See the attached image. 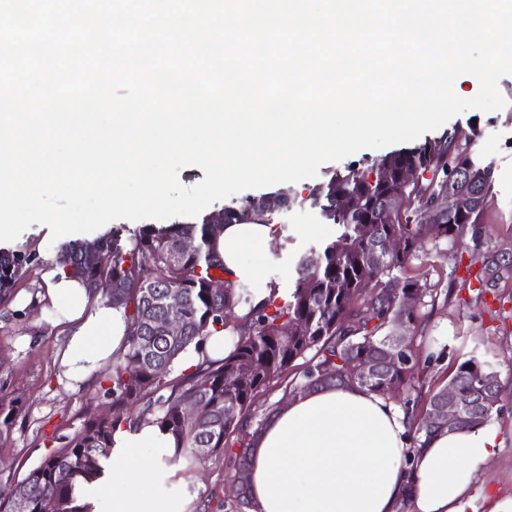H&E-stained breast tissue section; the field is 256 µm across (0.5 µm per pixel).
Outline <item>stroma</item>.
I'll list each match as a JSON object with an SVG mask.
<instances>
[{
    "label": "stroma",
    "mask_w": 512,
    "mask_h": 512,
    "mask_svg": "<svg viewBox=\"0 0 512 512\" xmlns=\"http://www.w3.org/2000/svg\"><path fill=\"white\" fill-rule=\"evenodd\" d=\"M499 90L506 100L504 108L483 112L466 110L433 130V137L453 132L472 141L473 152L495 169L494 184L488 196L483 222L488 232L476 246L457 248L447 243L425 247L411 260L406 273L427 280L438 290L447 291L448 270L456 268L466 276L469 266L487 251L512 257V74L501 77ZM384 149H363L346 160L322 164L316 177L292 183L298 200L279 222L289 237L280 256H267L265 279L287 283L296 258L311 245L322 241L316 225L321 218L306 199L308 188L326 182L332 172L345 164L371 166L384 156ZM47 226L34 224L10 244L32 259L18 289L36 293L44 268L53 261L57 244L51 243ZM423 322L411 339L420 366L431 387L446 385L457 364L477 355L491 362L502 385V411L491 424L501 441L496 455L482 465L467 492V512H490L495 501L512 498V304L488 311L476 303L474 292L451 294L435 308H422ZM65 335L54 326L43 307L18 310L0 307V381L13 396L26 402L21 417L4 445L0 446V473L23 476L36 466L56 444L58 436L79 428L82 410L99 388L97 378L65 387L60 380L59 357ZM234 472L231 457H215L194 471L181 474L176 468L159 464L153 470L152 493L161 512H198L206 499L228 497L229 478Z\"/></svg>",
    "instance_id": "obj_1"
}]
</instances>
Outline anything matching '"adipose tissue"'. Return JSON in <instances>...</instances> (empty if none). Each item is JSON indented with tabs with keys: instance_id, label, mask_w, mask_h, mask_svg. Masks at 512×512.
Returning <instances> with one entry per match:
<instances>
[{
	"instance_id": "1",
	"label": "adipose tissue",
	"mask_w": 512,
	"mask_h": 512,
	"mask_svg": "<svg viewBox=\"0 0 512 512\" xmlns=\"http://www.w3.org/2000/svg\"><path fill=\"white\" fill-rule=\"evenodd\" d=\"M271 224L225 225L219 250L233 275L260 281ZM43 293L67 330L60 365L82 380L127 349L123 307L92 297L84 282L51 266ZM115 478L130 487L113 512H157L149 492L148 448H170L171 437L145 426L114 436ZM499 446L495 428L442 431L411 450L404 413L395 403L352 385L310 391L283 404L254 436L248 470L254 512H397L412 490L409 512H465L476 472Z\"/></svg>"
}]
</instances>
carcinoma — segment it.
I'll return each instance as SVG.
<instances>
[{
	"label": "carcinoma",
	"mask_w": 512,
	"mask_h": 512,
	"mask_svg": "<svg viewBox=\"0 0 512 512\" xmlns=\"http://www.w3.org/2000/svg\"><path fill=\"white\" fill-rule=\"evenodd\" d=\"M415 169L421 181L412 185L410 208L394 224L378 223V209L391 181L405 169ZM492 165L476 156L467 145L448 133L427 139L413 149L388 153L367 168L348 166L308 194L324 223L335 226V236L309 248L295 263L286 297L280 284L268 282L269 297L253 305L254 289L227 274L218 246L224 225L232 221L275 223L283 190L264 194L258 201L245 200L224 211V223L197 222L145 225L124 238L118 231L98 238L100 250L89 253L80 242L60 246L56 264L61 271L99 288L103 299H112L127 312L125 353L112 360L111 369L99 381L100 389L85 406L83 422L69 435L57 437L59 445L22 478L0 481V512H42L43 499L51 496L57 512H93L84 499L87 486L104 475L111 459L114 435L123 429L156 426L175 440L170 466L190 468L209 457L239 447L237 466H249L248 428L256 396L271 382L281 379L295 362L314 352L293 381L288 395L297 398L323 386L356 385L388 401L404 399L412 444L441 431L427 415L441 394L454 389L470 416L468 428L483 426L502 410L501 384L490 363L476 355L462 361L448 385L424 389L415 352L401 363H385L389 351L384 329L418 323L425 298L438 291L402 271L429 243L446 241L453 246L480 240L486 233L485 206L448 215L443 224H425L424 213L435 193L452 182L465 192L489 195ZM393 238L405 243L403 254L387 252ZM187 239L196 249L180 250ZM475 279L456 284L449 274V288H479V294L495 293L498 283L512 280V261L494 253L480 256ZM31 258L17 251H0V304L9 303ZM224 287L215 288L216 279ZM112 292L107 296L106 292ZM179 294L186 320L181 336H167L165 315L168 295ZM417 295L414 303L404 299ZM290 326L288 335L282 329ZM228 336L221 358L207 354V341ZM194 352L197 362L171 379L175 365ZM353 361L368 366V375L352 379L345 368ZM238 372L232 380L229 372ZM495 380L492 394L479 396L481 382ZM202 398L212 408L209 420L199 424L184 412L190 399ZM21 397L0 394V443L23 416ZM200 448H209L205 457Z\"/></svg>",
	"instance_id": "1"
}]
</instances>
